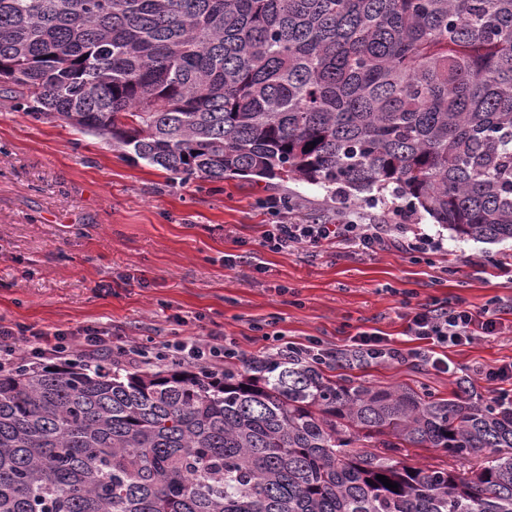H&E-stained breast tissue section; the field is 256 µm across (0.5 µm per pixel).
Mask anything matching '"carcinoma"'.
I'll use <instances>...</instances> for the list:
<instances>
[{
	"instance_id": "1",
	"label": "carcinoma",
	"mask_w": 512,
	"mask_h": 512,
	"mask_svg": "<svg viewBox=\"0 0 512 512\" xmlns=\"http://www.w3.org/2000/svg\"><path fill=\"white\" fill-rule=\"evenodd\" d=\"M0 96L181 183L390 188L512 239V0H0ZM354 363L1 371L0 512H512V403Z\"/></svg>"
}]
</instances>
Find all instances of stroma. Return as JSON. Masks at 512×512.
Returning a JSON list of instances; mask_svg holds the SVG:
<instances>
[{"mask_svg":"<svg viewBox=\"0 0 512 512\" xmlns=\"http://www.w3.org/2000/svg\"><path fill=\"white\" fill-rule=\"evenodd\" d=\"M269 195L291 198L316 222L348 206L385 218L393 202L293 180L174 183L161 167L0 99V319L38 329L92 324L143 341L216 329L252 355L263 345L256 327L268 322L288 340L316 337L339 350L357 329L375 328L399 348L424 350L427 342L405 333V293L475 309L512 298V280L497 268L512 256L511 239H462L417 209L413 223L443 244L428 260L367 256L352 245L276 253L262 245L268 217L256 205ZM228 255L244 261L225 266ZM471 255L487 256L486 267L471 268ZM503 322L498 335L448 349L455 375L404 361L351 375L383 386L415 381L443 395L457 375L490 396L478 372L512 361V311Z\"/></svg>","mask_w":512,"mask_h":512,"instance_id":"obj_1","label":"stroma"}]
</instances>
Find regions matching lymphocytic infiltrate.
<instances>
[{"label": "lymphocytic infiltrate", "instance_id": "f902f5d3", "mask_svg": "<svg viewBox=\"0 0 512 512\" xmlns=\"http://www.w3.org/2000/svg\"><path fill=\"white\" fill-rule=\"evenodd\" d=\"M262 205L273 218L264 236L265 246L273 251H291L299 247L320 249L336 241H346L370 256L394 249L420 259L443 247L442 242L421 229L407 224H382L366 211L355 213L346 209L335 223L319 224L296 218L295 207L285 198L270 195ZM502 311L503 304L497 298L477 310L459 302L436 299L420 302L408 307L403 314L405 333L414 339L429 341L430 351L399 349L376 329L358 331L351 339L350 350L365 364L420 359L445 374L450 370L448 358L435 355V348L468 345L478 337L496 335L502 325ZM75 354L90 365L104 362L130 365L153 358L212 372L223 371L227 361L245 362L249 359L246 352L225 343L222 334L213 331L172 342L144 344L113 339L107 329L95 325L36 330L0 321L1 371L23 363L61 366Z\"/></svg>", "mask_w": 512, "mask_h": 512}]
</instances>
